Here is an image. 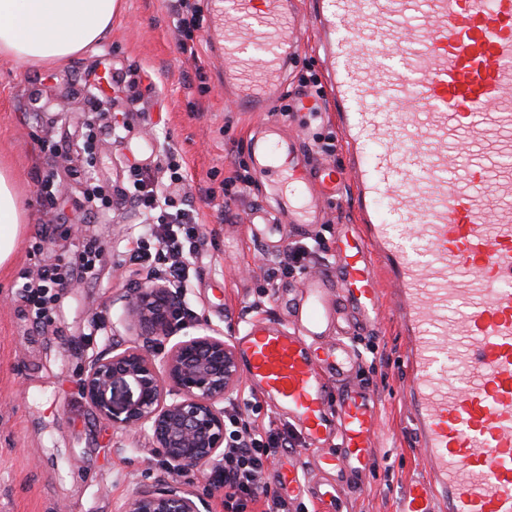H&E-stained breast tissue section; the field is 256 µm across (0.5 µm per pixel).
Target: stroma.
Returning a JSON list of instances; mask_svg holds the SVG:
<instances>
[{"instance_id":"obj_1","label":"stroma","mask_w":512,"mask_h":512,"mask_svg":"<svg viewBox=\"0 0 512 512\" xmlns=\"http://www.w3.org/2000/svg\"><path fill=\"white\" fill-rule=\"evenodd\" d=\"M172 7L173 0H121L106 38L64 64L0 57V167L26 213L16 255L0 268V512H122L133 489L165 474L148 434L113 428L80 392L91 356L132 343L126 298L151 273L126 261L137 246L140 215L116 196L111 219L90 222L87 184L120 187L131 166L155 167L170 149L181 156L185 180L174 190L189 197L200 225L180 294L190 311L187 334L206 323L230 339L249 318L286 319L285 300L329 267L340 225L359 221L350 182L325 204L319 224L286 225L283 242L256 236L248 221L253 205L270 200L271 186L250 155L253 131L267 122L304 138L315 161L347 163L330 95L318 99L317 113L291 109L298 92L328 83L315 33L302 32L270 111L240 112L224 82L223 59L204 43L198 60L182 52ZM106 75L111 84L95 91ZM63 100L68 109H60ZM109 106L127 115L121 135L100 123L87 130V118ZM326 142L332 151H322ZM239 168L249 181L226 198L223 182ZM48 175L63 187L53 203L42 190ZM91 238L107 263L96 279L76 278L58 289L51 326L37 331L19 295L22 273L59 259L77 262ZM296 245L312 251L305 265L274 270V259ZM352 342L362 356L357 378L378 397L380 430L373 464L341 512H398L403 488L422 469L404 401L406 339L386 310Z\"/></svg>"}]
</instances>
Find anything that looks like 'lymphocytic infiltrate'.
Wrapping results in <instances>:
<instances>
[{"instance_id": "1", "label": "lymphocytic infiltrate", "mask_w": 512, "mask_h": 512, "mask_svg": "<svg viewBox=\"0 0 512 512\" xmlns=\"http://www.w3.org/2000/svg\"><path fill=\"white\" fill-rule=\"evenodd\" d=\"M173 15L183 53L197 58L199 32L205 20L202 5L199 0H175ZM132 175V199L143 216V225L141 244L130 252L128 262L139 265L155 260L156 275L162 276L170 288L181 290L189 274V259L196 250L197 218L186 198L156 190L151 175L141 168H134ZM68 274L62 264L24 273L21 293L36 326L50 324V311L56 301L54 290L63 285ZM224 420V456L214 466L210 481L211 487L224 493V512H245L248 504L262 499L267 502V512H292V501L270 493L264 474L270 457L298 445V438L286 428L249 422L234 404L227 408Z\"/></svg>"}]
</instances>
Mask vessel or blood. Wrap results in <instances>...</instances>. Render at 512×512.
Segmentation results:
<instances>
[{
  "mask_svg": "<svg viewBox=\"0 0 512 512\" xmlns=\"http://www.w3.org/2000/svg\"><path fill=\"white\" fill-rule=\"evenodd\" d=\"M213 11L236 107L266 111L299 49L292 0H213ZM314 23L352 163L301 162L305 146L279 140L273 123L252 159L278 174L279 213L292 224L318 223L355 180L366 231L341 232L335 265L304 283L288 319L250 318L235 339L250 387L314 454L313 472L289 463L282 483L333 507L371 465L376 399L353 379L361 357L348 338L379 320L378 255L428 461L398 512H512V0H319ZM365 40L390 56L385 70ZM397 224L417 233L425 260ZM443 356L452 371L438 368Z\"/></svg>",
  "mask_w": 512,
  "mask_h": 512,
  "instance_id": "obj_1",
  "label": "vessel or blood"
}]
</instances>
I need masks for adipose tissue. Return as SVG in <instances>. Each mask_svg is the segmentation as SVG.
Wrapping results in <instances>:
<instances>
[{
  "mask_svg": "<svg viewBox=\"0 0 512 512\" xmlns=\"http://www.w3.org/2000/svg\"><path fill=\"white\" fill-rule=\"evenodd\" d=\"M118 0H0V55L63 64L108 34ZM25 211L0 168V268L13 256Z\"/></svg>",
  "mask_w": 512,
  "mask_h": 512,
  "instance_id": "1",
  "label": "adipose tissue"
}]
</instances>
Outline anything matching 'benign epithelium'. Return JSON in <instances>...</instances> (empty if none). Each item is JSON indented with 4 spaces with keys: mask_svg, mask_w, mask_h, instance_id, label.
<instances>
[{
    "mask_svg": "<svg viewBox=\"0 0 512 512\" xmlns=\"http://www.w3.org/2000/svg\"><path fill=\"white\" fill-rule=\"evenodd\" d=\"M179 296L164 283L140 288L129 298L130 330L139 342L94 357L81 391L112 427L147 431L171 472L185 473L223 457L225 400L239 389L233 345L215 329L172 344L161 358L153 350L180 328ZM208 502L191 482L161 478L130 495L124 512H205Z\"/></svg>",
    "mask_w": 512,
    "mask_h": 512,
    "instance_id": "7a95c632",
    "label": "benign epithelium"
}]
</instances>
